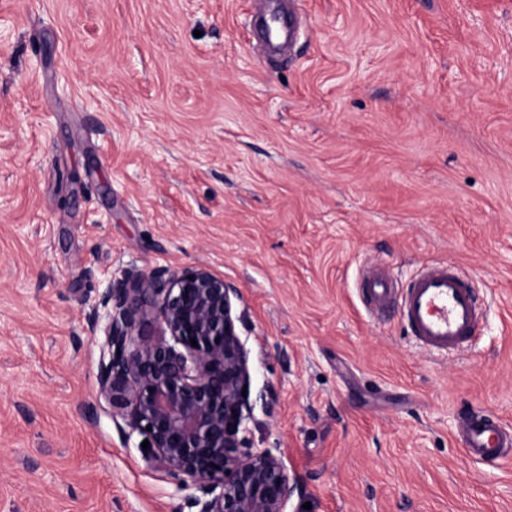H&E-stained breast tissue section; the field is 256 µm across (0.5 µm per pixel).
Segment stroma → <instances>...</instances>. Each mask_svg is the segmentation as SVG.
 <instances>
[{
    "instance_id": "obj_1",
    "label": "stroma",
    "mask_w": 512,
    "mask_h": 512,
    "mask_svg": "<svg viewBox=\"0 0 512 512\" xmlns=\"http://www.w3.org/2000/svg\"><path fill=\"white\" fill-rule=\"evenodd\" d=\"M0 0V512H192L98 396L122 268L240 291L253 449L286 512H512V0ZM461 268L489 312L434 356L360 279ZM458 439L467 454L479 462L503 460L512 447V431L497 415L483 409L474 410L461 420Z\"/></svg>"
}]
</instances>
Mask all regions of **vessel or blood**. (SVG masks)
<instances>
[{
  "label": "vessel or blood",
  "instance_id": "b4317fda",
  "mask_svg": "<svg viewBox=\"0 0 512 512\" xmlns=\"http://www.w3.org/2000/svg\"><path fill=\"white\" fill-rule=\"evenodd\" d=\"M361 291L372 311L381 313L400 304L411 335L430 353L459 350L480 333L482 312L475 292L464 275L447 265L425 270L401 297L378 273L364 277ZM458 438L467 454L479 462H494L512 454V430L487 410L477 409L465 416Z\"/></svg>",
  "mask_w": 512,
  "mask_h": 512
}]
</instances>
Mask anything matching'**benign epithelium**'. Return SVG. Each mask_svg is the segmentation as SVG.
Returning <instances> with one entry per match:
<instances>
[{"instance_id": "obj_1", "label": "benign epithelium", "mask_w": 512, "mask_h": 512, "mask_svg": "<svg viewBox=\"0 0 512 512\" xmlns=\"http://www.w3.org/2000/svg\"><path fill=\"white\" fill-rule=\"evenodd\" d=\"M239 298L206 267L120 270L96 302L107 318L98 391L112 415L149 441L150 466L201 492L189 498L197 512H285L297 479L279 457L249 447ZM152 319L163 334L145 329Z\"/></svg>"}]
</instances>
